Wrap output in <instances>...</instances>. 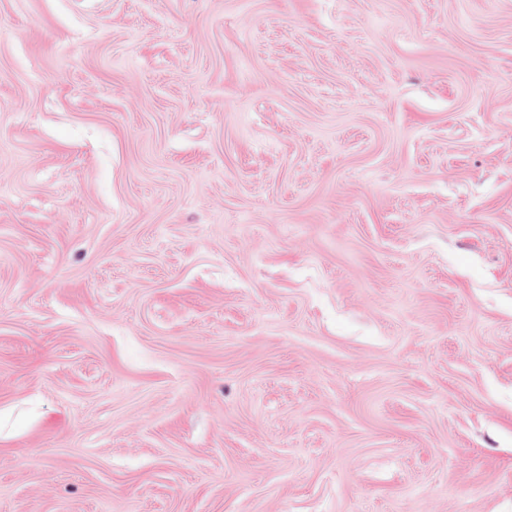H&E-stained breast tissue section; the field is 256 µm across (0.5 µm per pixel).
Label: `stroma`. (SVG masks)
<instances>
[{
	"label": "stroma",
	"mask_w": 512,
	"mask_h": 512,
	"mask_svg": "<svg viewBox=\"0 0 512 512\" xmlns=\"http://www.w3.org/2000/svg\"><path fill=\"white\" fill-rule=\"evenodd\" d=\"M0 512H512V0H0Z\"/></svg>",
	"instance_id": "obj_1"
}]
</instances>
